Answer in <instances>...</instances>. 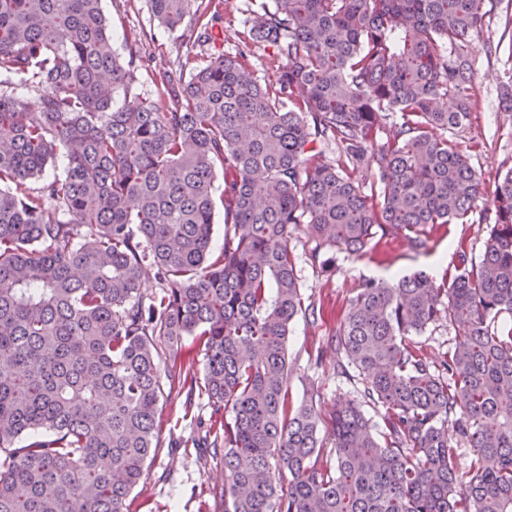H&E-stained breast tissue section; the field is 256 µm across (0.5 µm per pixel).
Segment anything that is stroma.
Listing matches in <instances>:
<instances>
[{"instance_id":"35a3bbf8","label":"stroma","mask_w":512,"mask_h":512,"mask_svg":"<svg viewBox=\"0 0 512 512\" xmlns=\"http://www.w3.org/2000/svg\"><path fill=\"white\" fill-rule=\"evenodd\" d=\"M216 47L232 51L242 30L241 20L250 0H218ZM112 22L115 43H122L132 28L143 33V53L149 67L140 74L141 97L155 92L152 73L172 66L177 57L192 55L199 47L182 31H173L154 19L147 0H102ZM512 43V10L498 8L488 27L470 37L466 54L475 73L477 105L469 124L456 136L459 148L470 157L485 196H493L498 177L512 167V112L499 105V84L506 79L507 44ZM486 227L479 223L434 225L426 231L427 246L416 250L401 235L376 234L362 254L337 253L333 271L312 264L309 254L316 242L306 228L290 240L296 257L301 293L319 310L317 319L297 316L287 340L288 380L293 402L313 399L321 419H329L339 402L358 398L361 380L340 377L337 365L343 354L329 350L349 303L363 280L389 279L424 270L442 278L454 263L458 245L480 255ZM211 404L201 390L175 385L165 388L155 427V447L144 475L131 491L128 512H224V462L203 438L209 426Z\"/></svg>"}]
</instances>
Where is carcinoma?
<instances>
[{
	"label": "carcinoma",
	"mask_w": 512,
	"mask_h": 512,
	"mask_svg": "<svg viewBox=\"0 0 512 512\" xmlns=\"http://www.w3.org/2000/svg\"><path fill=\"white\" fill-rule=\"evenodd\" d=\"M148 2L214 39L201 0ZM252 2L235 52L178 60L125 109L143 56L132 32L114 50L101 0H0V512H127L161 376L194 383L200 353L224 512H512V167L484 202L469 156L431 134L466 126L465 44L501 0ZM257 45L276 63L263 79ZM28 81L34 104L15 94ZM365 162L369 195L349 173ZM476 221L482 253L456 250L453 276L360 285L329 348L365 377L361 400L322 448L313 400L288 395L289 326L317 317L292 229L325 267L320 250L359 254L378 228L420 249L428 225ZM442 320L454 337L431 358L411 337Z\"/></svg>",
	"instance_id": "cac0c4a2"
}]
</instances>
